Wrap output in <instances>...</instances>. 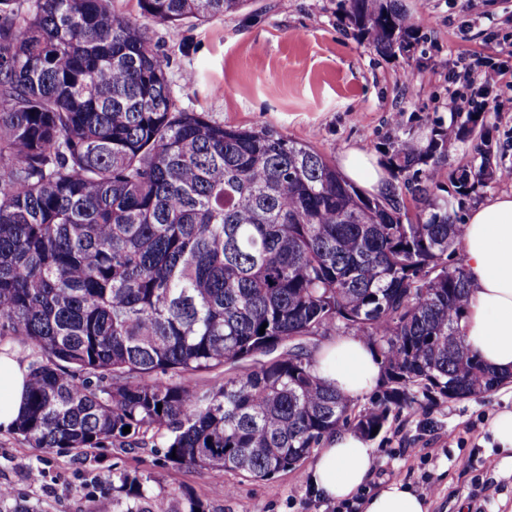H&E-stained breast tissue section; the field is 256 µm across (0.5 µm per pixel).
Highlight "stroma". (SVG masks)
<instances>
[{
  "label": "stroma",
  "mask_w": 512,
  "mask_h": 512,
  "mask_svg": "<svg viewBox=\"0 0 512 512\" xmlns=\"http://www.w3.org/2000/svg\"><path fill=\"white\" fill-rule=\"evenodd\" d=\"M415 29L408 53L375 51L351 24L350 0H248L236 12L197 24L150 25L168 54L179 107L238 127L273 128L331 160L348 147L380 153L389 137L427 139L451 114L484 112L492 132L495 178L458 198L469 210L512 192V91L482 89L485 70H512V0H486L476 16L467 0H398ZM195 83L185 87L184 77ZM479 137L452 145L437 172L438 196L453 195L448 175L479 164ZM512 410V392H493L405 410L369 443L375 470L369 489L400 481L423 494L429 512H512V472L502 469L487 431ZM160 448L77 451L34 448L0 432V485L35 512H97L112 490L113 467L154 477L152 512H169L189 492L209 512H330L313 495L306 468L258 480L221 468L172 474ZM44 477L30 484L29 468ZM232 494H225V487Z\"/></svg>",
  "instance_id": "1"
}]
</instances>
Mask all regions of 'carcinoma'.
Instances as JSON below:
<instances>
[{"instance_id": "obj_1", "label": "carcinoma", "mask_w": 512, "mask_h": 512, "mask_svg": "<svg viewBox=\"0 0 512 512\" xmlns=\"http://www.w3.org/2000/svg\"><path fill=\"white\" fill-rule=\"evenodd\" d=\"M246 2L138 0L172 25ZM350 19L376 51H409L395 0H351ZM151 43L112 0H0V340L42 356L17 434L268 479L345 427L372 437L417 393L501 385L465 343L467 274L448 263L463 224L424 170L478 128L480 165L448 179L462 197L493 178L484 114H451L424 147L395 137L393 181L370 196L308 144L179 108ZM332 336L381 358L366 408L316 374ZM221 368L224 384L195 381ZM153 481L113 469L111 512H151ZM197 509L186 493L170 512Z\"/></svg>"}]
</instances>
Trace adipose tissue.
Here are the masks:
<instances>
[{
	"instance_id": "1",
	"label": "adipose tissue",
	"mask_w": 512,
	"mask_h": 512,
	"mask_svg": "<svg viewBox=\"0 0 512 512\" xmlns=\"http://www.w3.org/2000/svg\"><path fill=\"white\" fill-rule=\"evenodd\" d=\"M339 167L346 178L370 193L387 188L388 174L370 152L346 149ZM460 248L470 288L462 321L466 342L485 367L512 377V193L488 199L470 212ZM315 358L322 381L352 398L371 392L381 374L378 355L357 336L322 343ZM29 377L27 364L16 354L0 353V431L15 428ZM373 467V450L364 438L340 431L319 449L308 482L314 495L324 500L362 496L363 512H428L426 500L397 481L365 494Z\"/></svg>"
}]
</instances>
